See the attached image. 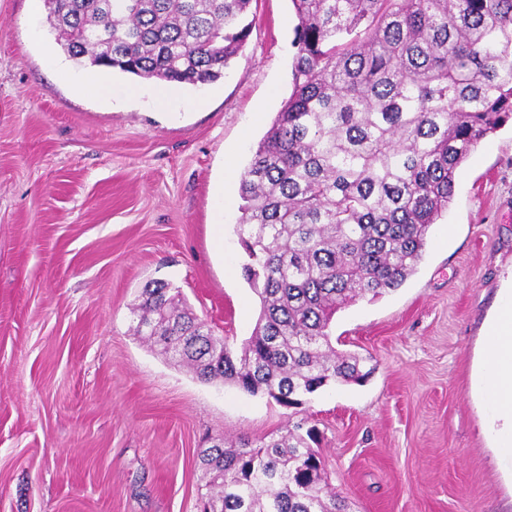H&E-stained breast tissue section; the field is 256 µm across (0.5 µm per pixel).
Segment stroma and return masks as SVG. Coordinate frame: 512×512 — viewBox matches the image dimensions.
<instances>
[{
    "label": "stroma",
    "instance_id": "obj_1",
    "mask_svg": "<svg viewBox=\"0 0 512 512\" xmlns=\"http://www.w3.org/2000/svg\"><path fill=\"white\" fill-rule=\"evenodd\" d=\"M252 33L220 81L152 108L78 85L45 18L0 0V512H199L210 438L259 442L288 412L199 380L134 336L151 282L181 289L242 343L259 298L235 233L239 175L292 91L291 0H252ZM224 204V252L211 211ZM512 275V123L472 151L417 272L337 312L332 344L362 384L317 392L305 415L350 512H512L471 393L478 341Z\"/></svg>",
    "mask_w": 512,
    "mask_h": 512
}]
</instances>
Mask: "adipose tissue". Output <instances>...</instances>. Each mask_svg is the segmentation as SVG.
I'll return each mask as SVG.
<instances>
[{
	"mask_svg": "<svg viewBox=\"0 0 512 512\" xmlns=\"http://www.w3.org/2000/svg\"><path fill=\"white\" fill-rule=\"evenodd\" d=\"M473 393L487 411L485 431L512 458V282L488 319L473 374Z\"/></svg>",
	"mask_w": 512,
	"mask_h": 512,
	"instance_id": "1",
	"label": "adipose tissue"
}]
</instances>
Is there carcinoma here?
<instances>
[{"label":"carcinoma","mask_w":512,"mask_h":512,"mask_svg":"<svg viewBox=\"0 0 512 512\" xmlns=\"http://www.w3.org/2000/svg\"><path fill=\"white\" fill-rule=\"evenodd\" d=\"M252 0H44L79 65L210 84L246 44ZM293 89L240 178L236 233L260 300L235 352L166 282L132 305L135 335L198 379L300 413L330 384L365 378L336 351V313L400 288L455 173L512 119V0H292ZM305 421L258 446L200 451V512H347Z\"/></svg>","instance_id":"1"}]
</instances>
